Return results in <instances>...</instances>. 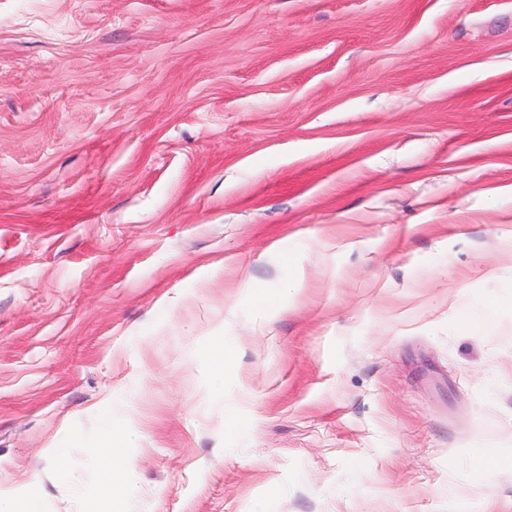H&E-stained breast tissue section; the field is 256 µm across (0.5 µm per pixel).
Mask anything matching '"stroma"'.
Wrapping results in <instances>:
<instances>
[{"instance_id":"1","label":"stroma","mask_w":512,"mask_h":512,"mask_svg":"<svg viewBox=\"0 0 512 512\" xmlns=\"http://www.w3.org/2000/svg\"><path fill=\"white\" fill-rule=\"evenodd\" d=\"M108 414L138 512H512V0H0V501Z\"/></svg>"}]
</instances>
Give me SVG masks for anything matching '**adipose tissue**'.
Returning <instances> with one entry per match:
<instances>
[{
  "label": "adipose tissue",
  "mask_w": 512,
  "mask_h": 512,
  "mask_svg": "<svg viewBox=\"0 0 512 512\" xmlns=\"http://www.w3.org/2000/svg\"><path fill=\"white\" fill-rule=\"evenodd\" d=\"M124 441L123 428L112 419H104L93 453L100 493L86 500L83 512H135L136 492L126 480L130 465Z\"/></svg>",
  "instance_id": "ef3b65f1"
}]
</instances>
